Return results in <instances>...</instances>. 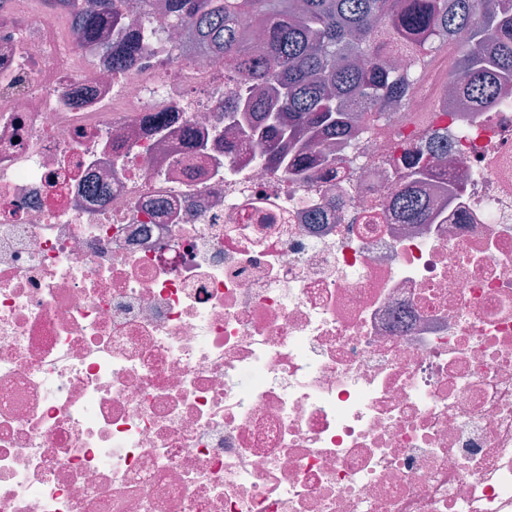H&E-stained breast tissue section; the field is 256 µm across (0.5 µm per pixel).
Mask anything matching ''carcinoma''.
<instances>
[{"label":"carcinoma","mask_w":512,"mask_h":512,"mask_svg":"<svg viewBox=\"0 0 512 512\" xmlns=\"http://www.w3.org/2000/svg\"><path fill=\"white\" fill-rule=\"evenodd\" d=\"M43 2L63 3L87 44L116 31L112 65L120 70L152 36L126 23L122 0ZM163 9L169 26L190 29L201 54L224 57L225 74L254 77L277 97V106L259 101L245 116L249 130L262 128L271 163L304 140L334 138L359 123L378 126L385 111L404 108L426 58L455 37L448 77L474 108L512 82V0H163ZM246 17L263 31L257 50L241 28ZM393 46L411 54L410 71L392 64ZM447 149L434 141L426 163L413 159L415 180L438 172ZM393 207L406 224L429 221V203L409 185Z\"/></svg>","instance_id":"cac0c4a2"}]
</instances>
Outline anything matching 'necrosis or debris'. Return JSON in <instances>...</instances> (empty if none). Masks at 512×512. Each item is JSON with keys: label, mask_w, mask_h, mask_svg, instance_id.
<instances>
[{"label": "necrosis or debris", "mask_w": 512, "mask_h": 512, "mask_svg": "<svg viewBox=\"0 0 512 512\" xmlns=\"http://www.w3.org/2000/svg\"><path fill=\"white\" fill-rule=\"evenodd\" d=\"M124 3L122 70L0 6V512H512V96L445 99L434 54L274 166L259 83ZM431 153L430 158L426 163H423L420 166L419 158H415L412 161V167L418 168L417 171L414 172L413 176L415 177L412 183L417 182L433 173H437L439 168V164L442 160V156L448 152V143L441 144L439 141H433L431 144ZM393 207L405 224H426L429 221V203L419 196L410 185H406L396 194Z\"/></svg>", "instance_id": "obj_1"}]
</instances>
